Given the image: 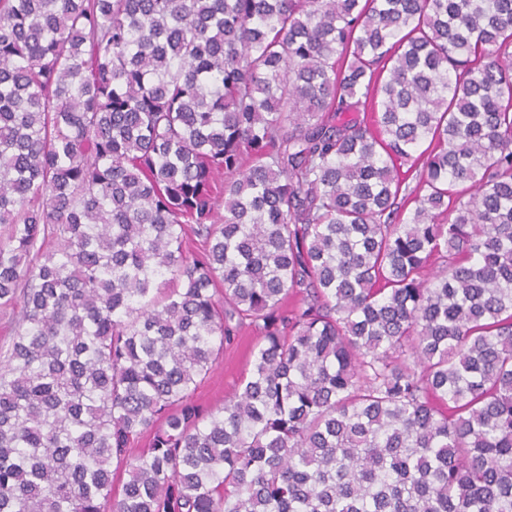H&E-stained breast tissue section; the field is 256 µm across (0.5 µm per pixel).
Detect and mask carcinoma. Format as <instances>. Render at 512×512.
<instances>
[{
  "instance_id": "1",
  "label": "carcinoma",
  "mask_w": 512,
  "mask_h": 512,
  "mask_svg": "<svg viewBox=\"0 0 512 512\" xmlns=\"http://www.w3.org/2000/svg\"><path fill=\"white\" fill-rule=\"evenodd\" d=\"M0 225V512H512V0H0ZM241 334L238 343L224 347L213 372L198 389L196 398L203 405H219L235 394L240 377L248 368L250 351L257 342L255 332L245 330Z\"/></svg>"
}]
</instances>
